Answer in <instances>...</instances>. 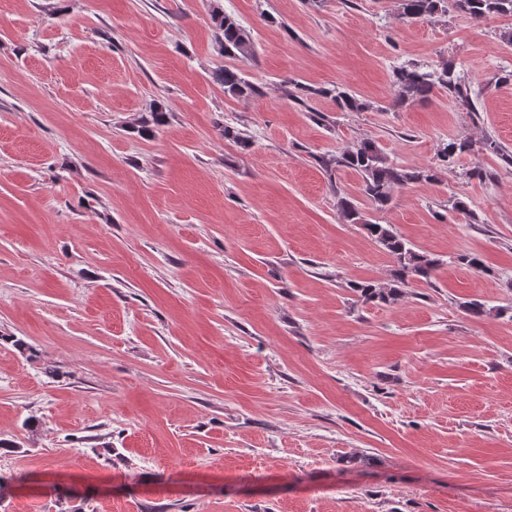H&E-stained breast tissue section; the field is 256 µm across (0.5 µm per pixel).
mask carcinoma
Masks as SVG:
<instances>
[{
  "mask_svg": "<svg viewBox=\"0 0 512 512\" xmlns=\"http://www.w3.org/2000/svg\"><path fill=\"white\" fill-rule=\"evenodd\" d=\"M398 16L409 22L417 19L430 20L446 15L450 11L461 13L474 22L494 17H512V0H398ZM213 20L217 29L219 51L226 57L246 59L254 55V44L246 30L232 16L215 10ZM212 79L224 89V95L233 99H248L261 94V87L246 79L236 68L224 66L212 72ZM393 94L390 107L401 108L409 103L424 102L438 90L448 93L453 103L463 112L478 111L475 97L464 76L451 62L434 68L416 64L399 66L392 73ZM287 96L294 102L306 106L310 98L321 97L335 102L343 112H364L369 104L353 95L347 88L335 84L311 88L299 83H290ZM165 122V112L160 107L151 109L142 116L141 133L148 134L152 128ZM496 155L506 168L512 167V151L491 138L475 141L467 135L456 136L439 143L436 150V167H407L391 161L371 138L358 140L345 149L326 152L315 157L318 167L328 176L350 169L361 179V193L377 211L387 209L394 192L406 185L418 182H434L438 171L445 169L463 155L475 151ZM337 209L351 224H359L393 259L392 280L387 287L371 283L351 285L352 290L364 302L393 303L403 294L411 281L432 284L434 273L441 264L399 236L390 224L369 221L358 206V202L344 194L336 195ZM467 314L475 319L487 316H503L507 310L488 308L481 303L465 302Z\"/></svg>",
  "mask_w": 512,
  "mask_h": 512,
  "instance_id": "1",
  "label": "carcinoma"
}]
</instances>
